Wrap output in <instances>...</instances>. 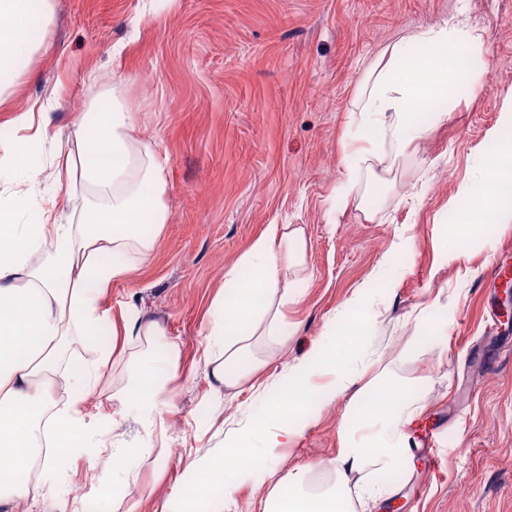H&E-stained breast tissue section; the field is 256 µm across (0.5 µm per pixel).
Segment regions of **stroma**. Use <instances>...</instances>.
<instances>
[{"mask_svg": "<svg viewBox=\"0 0 512 512\" xmlns=\"http://www.w3.org/2000/svg\"><path fill=\"white\" fill-rule=\"evenodd\" d=\"M464 12L481 36L480 71L446 121L391 152L381 179L361 176L365 220L329 213L346 177L341 137L366 71L410 31ZM492 70L493 84L483 82ZM512 93V0H53L49 32L29 67L0 99V142L21 136L20 110L46 107L48 133L73 139L80 113L116 97L133 113L134 142L167 157L169 220L150 260L113 282V318L136 305L182 347L170 383L172 412L145 423L111 401L133 373L114 355L83 404L104 447L68 461L60 500L42 479L32 512H103L107 486L153 512L189 464L219 454L225 439L258 421L267 395L312 340L369 288L372 373L393 370L422 412L409 435L441 429L438 472L403 459L389 503L401 512H512V350L485 343L496 319L498 267H512V222L447 251L451 200L461 196L488 129ZM270 224L305 232L303 296L283 309L287 350L261 344L266 365L237 395L215 394L202 342L224 268ZM403 249L390 254L392 243ZM355 419L344 396L306 410L303 431L273 462L336 482L341 437ZM272 484L256 474L232 491L224 512H263Z\"/></svg>", "mask_w": 512, "mask_h": 512, "instance_id": "obj_1", "label": "stroma"}]
</instances>
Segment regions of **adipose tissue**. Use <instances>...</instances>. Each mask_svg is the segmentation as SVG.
Segmentation results:
<instances>
[{"instance_id": "ef3b65f1", "label": "adipose tissue", "mask_w": 512, "mask_h": 512, "mask_svg": "<svg viewBox=\"0 0 512 512\" xmlns=\"http://www.w3.org/2000/svg\"><path fill=\"white\" fill-rule=\"evenodd\" d=\"M52 13V0H0V94L41 47ZM479 42L467 20L454 17L400 37L371 63L342 137L347 176L336 186L337 211L354 201L362 169L387 164L386 142L402 147L421 138L423 113L444 118L440 106L452 101L458 80L450 62ZM39 119V134L0 147V178L11 183L9 193L0 195V472L8 477L0 485V512H20L39 494V484L29 478L37 431H44L52 449L41 463L52 476L64 472L71 454L101 447L82 405L112 352L105 349L94 361L69 364L63 353L72 345L92 343L100 328L111 325L105 301L113 280L148 261L155 235L168 222L163 202L167 161L150 145L132 144L134 120L118 101L82 113L77 148L58 146L50 197L40 180L42 133L49 118L43 112ZM486 144L458 221L448 230V249L482 234L486 224L512 219L490 191L494 185L512 186V164L493 158L497 152L512 153V95L504 99ZM93 150L99 161H88ZM145 215L154 236L140 228ZM304 252L302 228L270 224L225 267L203 348L215 392L243 387L261 368L252 350L258 332L287 346L291 334L280 307L300 295L291 273L303 266ZM38 254L43 260L36 265L32 259ZM373 319L364 298L354 299L342 321L327 326L267 398L254 432L227 441L197 480L174 481L154 512H224L223 502L211 498L213 486L231 477L272 475L269 461L275 450L293 443L302 431V409L325 393L348 396L359 413L344 433L336 484L310 492L303 487V472L288 474L289 493L271 491L264 512H347L346 474L390 468L403 453L406 426L417 411L395 375L362 380L372 365L363 341ZM121 334L124 343L144 339L152 349L112 399L139 419L154 420L173 408L166 383L178 373L180 344L134 306L122 319ZM324 377L329 385H321ZM59 389L69 397L62 408L52 401Z\"/></svg>"}]
</instances>
